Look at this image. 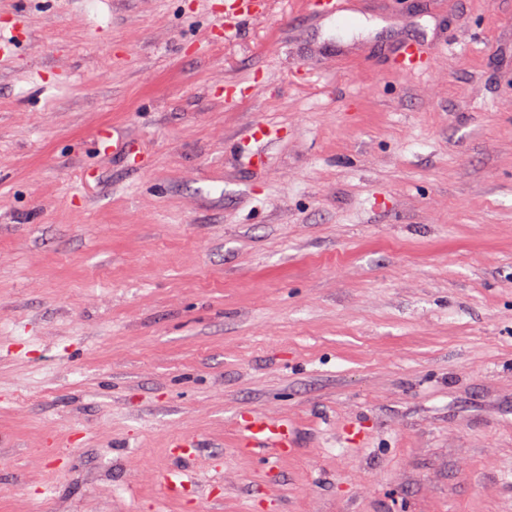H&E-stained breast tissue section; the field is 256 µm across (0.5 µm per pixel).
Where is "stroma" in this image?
<instances>
[{
  "instance_id": "obj_1",
  "label": "stroma",
  "mask_w": 512,
  "mask_h": 512,
  "mask_svg": "<svg viewBox=\"0 0 512 512\" xmlns=\"http://www.w3.org/2000/svg\"><path fill=\"white\" fill-rule=\"evenodd\" d=\"M341 2L0 0V512H512V0ZM251 0H225L224 22L226 31L235 30L239 21L247 16ZM241 431L250 450L255 448H296L293 431L288 421H272L249 415Z\"/></svg>"
}]
</instances>
